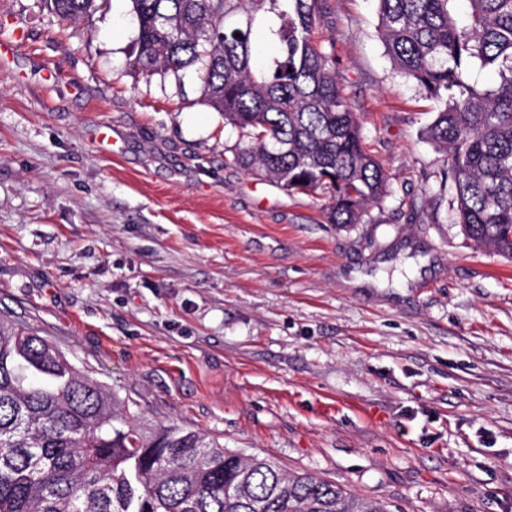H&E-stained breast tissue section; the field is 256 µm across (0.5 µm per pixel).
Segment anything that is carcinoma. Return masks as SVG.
Instances as JSON below:
<instances>
[{
	"instance_id": "1",
	"label": "carcinoma",
	"mask_w": 512,
	"mask_h": 512,
	"mask_svg": "<svg viewBox=\"0 0 512 512\" xmlns=\"http://www.w3.org/2000/svg\"><path fill=\"white\" fill-rule=\"evenodd\" d=\"M64 20L98 0H47ZM141 73L197 72L205 102L245 138L231 163L287 190H322L331 224L368 223L389 177L316 41L320 0H128ZM393 65L437 103L431 141L451 156L456 216L512 258V0H377ZM276 45L257 53L255 28ZM497 75L482 88L481 71ZM0 512H387L308 473L146 424L130 400L0 314Z\"/></svg>"
}]
</instances>
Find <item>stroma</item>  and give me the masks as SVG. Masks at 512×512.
<instances>
[{
	"mask_svg": "<svg viewBox=\"0 0 512 512\" xmlns=\"http://www.w3.org/2000/svg\"><path fill=\"white\" fill-rule=\"evenodd\" d=\"M127 10L0 0V311L143 421L388 512H512V259L456 223L377 0H321L317 34L389 176L353 227L231 165L195 70L130 69ZM52 10L64 20L78 19L97 8L100 0H45Z\"/></svg>",
	"mask_w": 512,
	"mask_h": 512,
	"instance_id": "35a3bbf8",
	"label": "stroma"
}]
</instances>
